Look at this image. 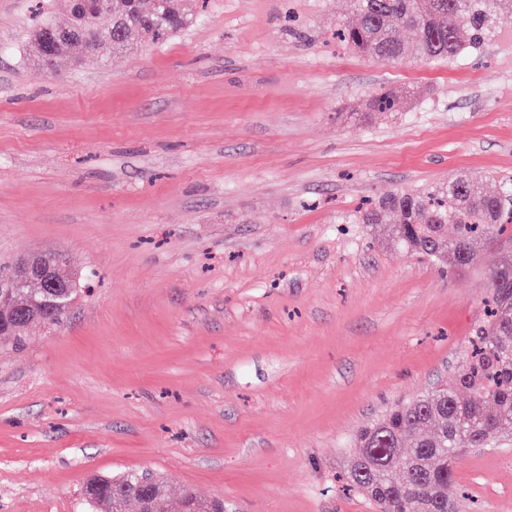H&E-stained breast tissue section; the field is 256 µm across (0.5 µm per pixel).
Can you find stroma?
I'll return each instance as SVG.
<instances>
[{
  "label": "stroma",
  "instance_id": "stroma-1",
  "mask_svg": "<svg viewBox=\"0 0 512 512\" xmlns=\"http://www.w3.org/2000/svg\"><path fill=\"white\" fill-rule=\"evenodd\" d=\"M64 0H0V266L55 253L82 288L0 349V512H89L85 481L147 470L224 512H376L340 480L353 437L450 380L488 270L388 246L363 202L512 177V24L448 64L336 37L347 0H206L106 63L26 53ZM413 91L400 112L370 99ZM456 512H512V430L464 454Z\"/></svg>",
  "mask_w": 512,
  "mask_h": 512
}]
</instances>
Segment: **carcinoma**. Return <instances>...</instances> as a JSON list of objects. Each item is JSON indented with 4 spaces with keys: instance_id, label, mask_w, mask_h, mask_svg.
I'll return each instance as SVG.
<instances>
[{
    "instance_id": "1",
    "label": "carcinoma",
    "mask_w": 512,
    "mask_h": 512,
    "mask_svg": "<svg viewBox=\"0 0 512 512\" xmlns=\"http://www.w3.org/2000/svg\"><path fill=\"white\" fill-rule=\"evenodd\" d=\"M352 18L344 27L351 49L369 59L446 61L475 52L504 23H512V0H350ZM106 12H76L68 0L69 27L82 34L53 44L54 60L71 56L79 47L89 55H117L144 40L164 41L192 23V0H105ZM414 33L404 41L400 30ZM57 27L44 23L29 38L28 54L43 60L50 35ZM403 95L386 91L373 97L369 110L398 112ZM392 214L391 244L415 257L440 262L451 255L457 265L474 260L481 248L502 234L509 202L490 193L483 179L457 176L421 189L382 193L361 216L363 224H381ZM455 234L448 235V225ZM60 280L72 285L47 322L15 321L8 336L15 348L32 329L55 326L76 298L79 283L64 266ZM494 308L475 331L472 352L456 376L439 390L425 391L409 402L391 407L355 436L358 451L345 471L347 486L366 495L380 512H454L448 486L454 481L461 448H484L499 433L512 428V255L489 270ZM45 291L32 285L0 296V308L15 314L27 310L31 296ZM140 471L99 476L93 512H214L219 502L187 492L167 497L160 478H150L148 493L139 483Z\"/></svg>"
}]
</instances>
